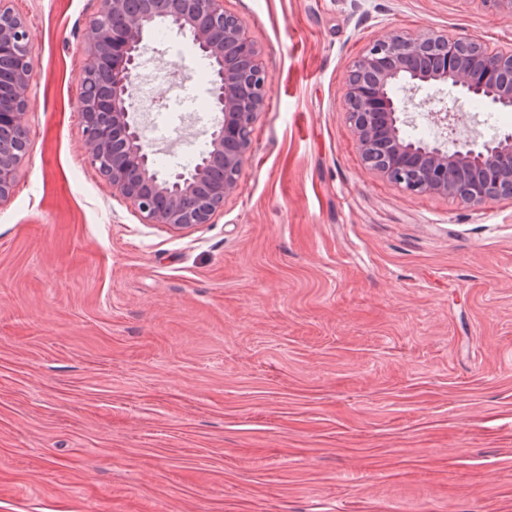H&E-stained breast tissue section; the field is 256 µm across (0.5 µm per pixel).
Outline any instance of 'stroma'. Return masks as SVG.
<instances>
[{
    "label": "stroma",
    "instance_id": "1",
    "mask_svg": "<svg viewBox=\"0 0 512 512\" xmlns=\"http://www.w3.org/2000/svg\"><path fill=\"white\" fill-rule=\"evenodd\" d=\"M34 62L0 202V512H512V199L473 208L368 173L346 70L384 31L512 48L484 0H224L265 102L210 223H146L84 150L96 0H5ZM162 177L209 148L208 60ZM454 137L512 110L450 94Z\"/></svg>",
    "mask_w": 512,
    "mask_h": 512
}]
</instances>
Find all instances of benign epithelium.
I'll return each mask as SVG.
<instances>
[{"label": "benign epithelium", "instance_id": "benign-epithelium-1", "mask_svg": "<svg viewBox=\"0 0 512 512\" xmlns=\"http://www.w3.org/2000/svg\"><path fill=\"white\" fill-rule=\"evenodd\" d=\"M167 24L188 36L213 71L211 96L221 114L210 149L192 169L167 179L153 168L143 127L131 117L132 89L144 35ZM82 41L91 61L78 99L84 149L112 191L152 224L175 229L210 223L237 186L264 106L259 51L224 0H98ZM33 61L23 19L0 7V202L13 191L27 146L22 116L29 105ZM416 92L451 85L462 94L512 109V51L493 53L475 41L427 32L388 31L356 60L345 106L364 168L412 193L480 206L512 198V133L482 143L412 139L408 103L394 85Z\"/></svg>", "mask_w": 512, "mask_h": 512}]
</instances>
